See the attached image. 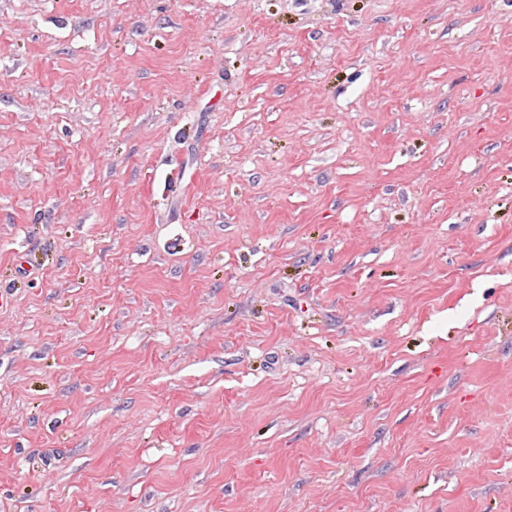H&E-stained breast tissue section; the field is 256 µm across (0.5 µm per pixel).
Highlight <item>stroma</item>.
Instances as JSON below:
<instances>
[{
  "instance_id": "stroma-1",
  "label": "stroma",
  "mask_w": 512,
  "mask_h": 512,
  "mask_svg": "<svg viewBox=\"0 0 512 512\" xmlns=\"http://www.w3.org/2000/svg\"><path fill=\"white\" fill-rule=\"evenodd\" d=\"M0 512H512V0H0Z\"/></svg>"
}]
</instances>
